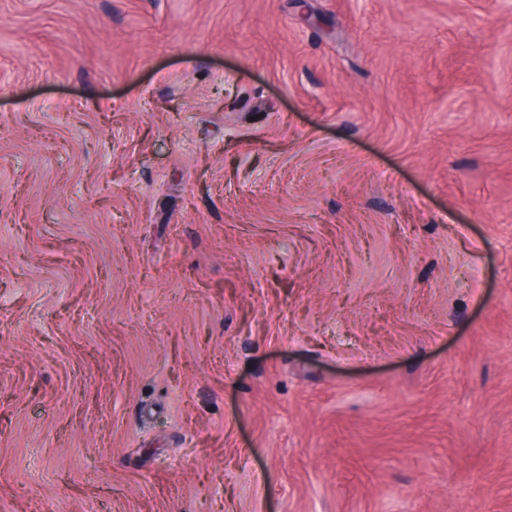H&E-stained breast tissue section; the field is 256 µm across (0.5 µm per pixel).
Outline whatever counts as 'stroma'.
<instances>
[{
    "label": "stroma",
    "mask_w": 512,
    "mask_h": 512,
    "mask_svg": "<svg viewBox=\"0 0 512 512\" xmlns=\"http://www.w3.org/2000/svg\"><path fill=\"white\" fill-rule=\"evenodd\" d=\"M0 512H512V0H0Z\"/></svg>",
    "instance_id": "obj_1"
}]
</instances>
